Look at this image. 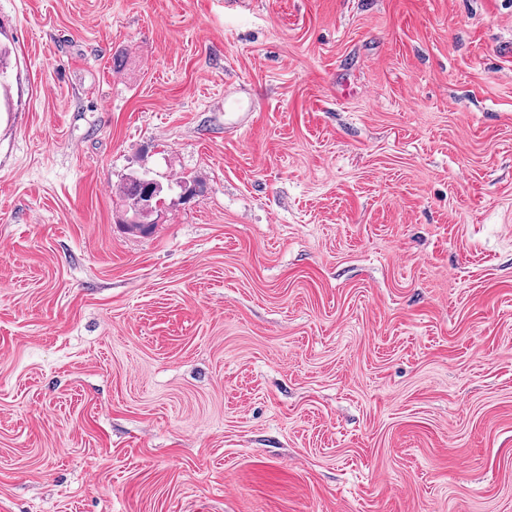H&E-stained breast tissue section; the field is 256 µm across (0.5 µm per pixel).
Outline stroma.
I'll return each instance as SVG.
<instances>
[{"label":"stroma","instance_id":"35a3bbf8","mask_svg":"<svg viewBox=\"0 0 512 512\" xmlns=\"http://www.w3.org/2000/svg\"><path fill=\"white\" fill-rule=\"evenodd\" d=\"M0 42V512H512V0H0ZM146 173L130 176L126 178L125 182L120 187L121 198L126 208V216L129 215H137V222H135V216L128 220V223H134L131 227L135 230H139L140 232L147 233L154 226V222L151 219L153 214H142L138 213L135 210L136 207V198L138 195V191L141 187L140 181L145 176Z\"/></svg>","mask_w":512,"mask_h":512}]
</instances>
